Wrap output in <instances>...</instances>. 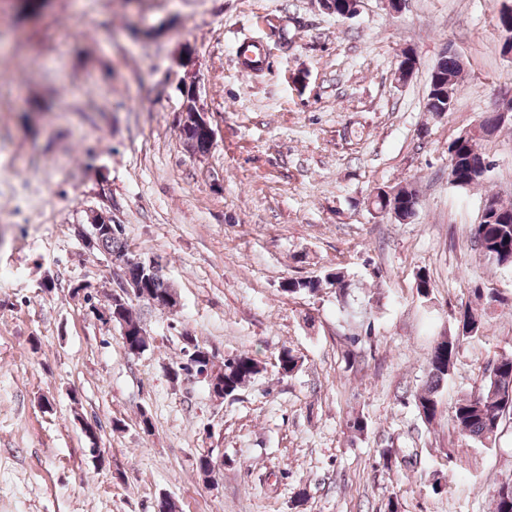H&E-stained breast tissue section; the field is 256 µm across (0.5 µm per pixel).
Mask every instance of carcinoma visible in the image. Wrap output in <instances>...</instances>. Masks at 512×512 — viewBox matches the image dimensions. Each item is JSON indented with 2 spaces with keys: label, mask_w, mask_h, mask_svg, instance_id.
<instances>
[{
  "label": "carcinoma",
  "mask_w": 512,
  "mask_h": 512,
  "mask_svg": "<svg viewBox=\"0 0 512 512\" xmlns=\"http://www.w3.org/2000/svg\"><path fill=\"white\" fill-rule=\"evenodd\" d=\"M464 66L458 58L442 57L433 68L428 93V108L431 113L448 112L453 103L452 95L456 94ZM179 125L183 126L180 137L194 153L206 155L209 153L206 131L195 124L194 113L199 111L196 99L185 95ZM486 118L471 135L463 142L457 138L448 143V151L458 159L457 187H466L482 180L481 172L473 164L486 159L478 146L482 138L493 135L499 125L494 123L491 110L485 111ZM487 199L500 210V214L492 223L479 222L472 227L473 242L482 247L484 254L500 265L512 266V205L504 206L498 201L497 195L489 194ZM95 223L106 231L95 239L94 246L116 260L126 263L129 260L123 230L119 224H108L106 218L98 216ZM345 273L338 268L327 274L323 279H290L285 282L283 291L290 294L307 293L314 295L322 284L336 286V301L344 307H350L351 292L342 291L338 284L342 282ZM138 300L149 305H162L172 308L176 305L173 289L162 275V263H157L156 273L143 278L136 283L134 298L110 295L109 319L120 328L123 345L128 355L136 357L149 347V338L134 316L132 300ZM455 335L446 336L433 347L427 359L426 381L414 395L415 406L421 419L433 423L438 415V399L440 385L447 381L454 368L461 342L477 336L483 329V314L477 309L466 305L459 309ZM204 347L197 342L188 341L184 347V358L173 363L169 376L179 381L184 376L196 377L205 372L207 377L224 383V397L231 398L240 388L265 366L262 361L252 355L243 353L224 360L222 367L214 369L213 355H203ZM279 372L288 376L300 367V358L293 351L284 347L278 354ZM496 371H483L481 384L478 388L459 399L452 409L451 415L459 429L464 446L480 444L482 446L494 443L499 434L503 418L512 412V354H502L493 361ZM492 512H512V479L502 482L495 490Z\"/></svg>",
  "instance_id": "carcinoma-1"
}]
</instances>
